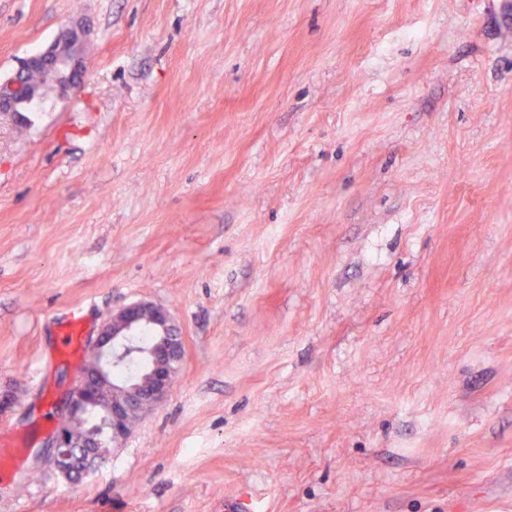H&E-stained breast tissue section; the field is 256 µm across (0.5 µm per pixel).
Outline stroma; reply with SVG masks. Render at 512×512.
<instances>
[{
  "instance_id": "35a3bbf8",
  "label": "stroma",
  "mask_w": 512,
  "mask_h": 512,
  "mask_svg": "<svg viewBox=\"0 0 512 512\" xmlns=\"http://www.w3.org/2000/svg\"><path fill=\"white\" fill-rule=\"evenodd\" d=\"M0 512H512V0H0ZM168 308L166 400L39 456L82 343ZM83 36L84 31L79 27H69L44 51L24 59L13 74L0 77V120L2 117H11L16 121L27 119L19 107L40 95L42 90L28 79L35 69L42 70L62 95L79 88Z\"/></svg>"
}]
</instances>
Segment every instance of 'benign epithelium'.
I'll return each mask as SVG.
<instances>
[{"label": "benign epithelium", "mask_w": 512, "mask_h": 512, "mask_svg": "<svg viewBox=\"0 0 512 512\" xmlns=\"http://www.w3.org/2000/svg\"><path fill=\"white\" fill-rule=\"evenodd\" d=\"M83 36L84 31L79 27H69L44 51L24 59L13 74L0 77V118L26 120L19 107L41 93V88L28 79L36 69L43 71L63 95L79 88ZM146 323L151 324L159 336L157 347L151 351L139 345L136 339ZM88 354L99 359L100 368L91 371L84 365L79 367L61 396L60 414L46 441L45 462L68 481L76 474V455L87 458L96 455L99 441L94 438L95 430L85 439L70 437L63 429L64 419L80 417L96 406L103 399L105 375L145 354L147 371L138 385V392L132 397L112 399L99 422L100 429L109 434L112 445H119L128 435L129 415L133 412L143 415L168 396L183 359V345L166 308L137 301L112 312L102 325L98 339L88 346Z\"/></svg>", "instance_id": "1"}]
</instances>
